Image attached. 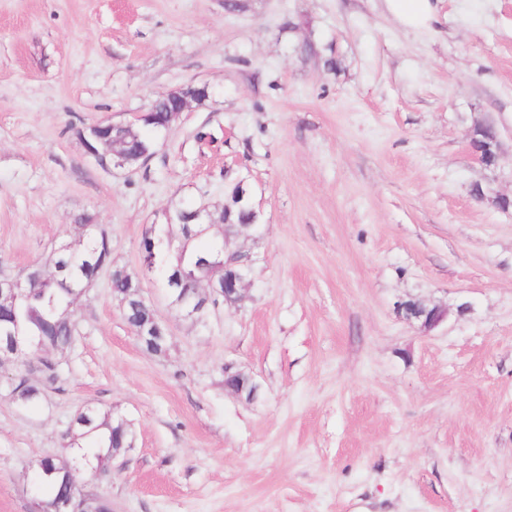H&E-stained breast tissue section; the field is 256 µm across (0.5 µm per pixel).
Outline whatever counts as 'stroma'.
Instances as JSON below:
<instances>
[{"label":"stroma","instance_id":"stroma-1","mask_svg":"<svg viewBox=\"0 0 512 512\" xmlns=\"http://www.w3.org/2000/svg\"><path fill=\"white\" fill-rule=\"evenodd\" d=\"M0 0V268L44 263L95 216L112 263L171 203L224 200L247 174L263 223L244 301L143 350L102 272L77 303L57 389L0 383V512H30V469L70 458L76 411L128 419L112 512H512V0H439L434 31L383 0ZM207 85L146 167L83 136L161 94ZM500 157L469 153L476 123ZM482 185L494 194L476 199ZM417 299L448 316L422 331ZM253 376L248 401L225 364Z\"/></svg>","mask_w":512,"mask_h":512}]
</instances>
